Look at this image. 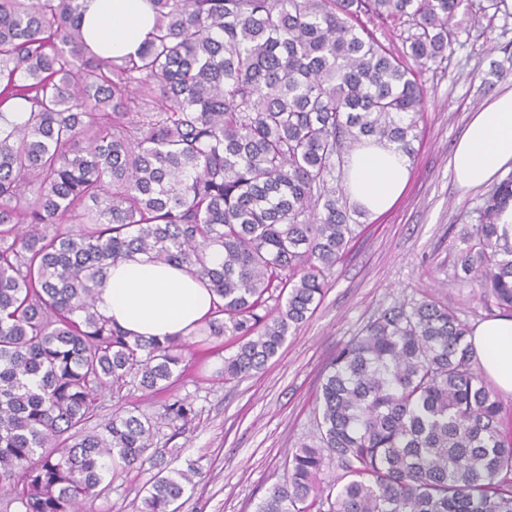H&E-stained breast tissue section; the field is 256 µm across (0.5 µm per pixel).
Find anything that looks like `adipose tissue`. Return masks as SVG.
<instances>
[{
	"instance_id": "obj_1",
	"label": "adipose tissue",
	"mask_w": 512,
	"mask_h": 512,
	"mask_svg": "<svg viewBox=\"0 0 512 512\" xmlns=\"http://www.w3.org/2000/svg\"><path fill=\"white\" fill-rule=\"evenodd\" d=\"M155 24L148 0H86V43L100 55L136 54ZM449 166L460 187L476 189L512 169V89L476 112L458 140ZM409 178L408 160L394 145L367 141L348 164L346 191L371 217L387 212ZM97 308L131 334L187 338L208 317L213 296L182 266L136 254L112 265L96 286ZM481 371L512 394V317L485 320L468 335Z\"/></svg>"
}]
</instances>
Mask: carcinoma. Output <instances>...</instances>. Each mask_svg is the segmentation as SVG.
I'll list each match as a JSON object with an SVG mask.
<instances>
[{
  "instance_id": "1",
  "label": "carcinoma",
  "mask_w": 512,
  "mask_h": 512,
  "mask_svg": "<svg viewBox=\"0 0 512 512\" xmlns=\"http://www.w3.org/2000/svg\"><path fill=\"white\" fill-rule=\"evenodd\" d=\"M134 56L92 53L82 0H0V490L22 512H78L116 467L159 473L138 512H177L200 471L162 469L160 424L96 394L166 390L183 340L132 336L97 310L109 264L144 253L215 296L199 333L230 337L224 379L263 370L314 312L356 225L340 176L367 138L408 158L425 71L464 0H150ZM398 31L402 55L365 21ZM512 174L461 229L455 268L512 314ZM218 248L217 266L210 251ZM449 305L381 310L331 360L318 443L297 449L255 512H512V441ZM334 461L342 475L325 484Z\"/></svg>"
}]
</instances>
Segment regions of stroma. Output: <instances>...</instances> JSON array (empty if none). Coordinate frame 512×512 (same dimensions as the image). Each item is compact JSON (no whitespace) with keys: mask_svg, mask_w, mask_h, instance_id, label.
<instances>
[{"mask_svg":"<svg viewBox=\"0 0 512 512\" xmlns=\"http://www.w3.org/2000/svg\"><path fill=\"white\" fill-rule=\"evenodd\" d=\"M468 3L455 18L447 60L422 75L426 104L404 194L380 217L357 216L360 234L320 304L265 368L225 380L231 341L193 334L169 390L130 384L99 393L98 426L128 411L153 414L173 395L192 404L188 422L163 426L159 436L168 467L200 470L180 512H254L266 488L286 476L292 453L313 440L328 363L382 309L426 298L452 306L468 326L488 319L477 281L456 278L454 256L457 225L476 222L489 189L460 188L449 159L472 112L512 87V0ZM154 475L150 467L119 473L87 512H136Z\"/></svg>","mask_w":512,"mask_h":512,"instance_id":"1","label":"stroma"}]
</instances>
